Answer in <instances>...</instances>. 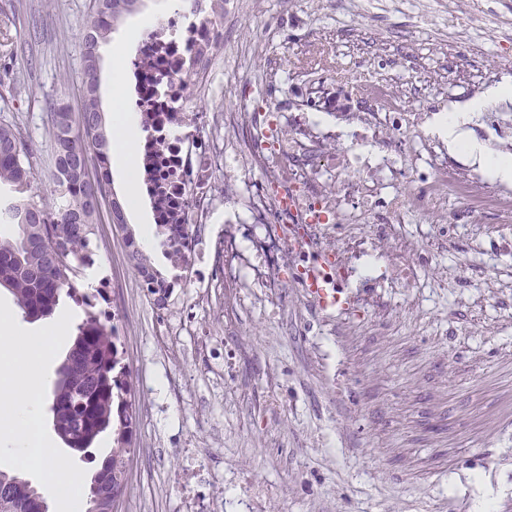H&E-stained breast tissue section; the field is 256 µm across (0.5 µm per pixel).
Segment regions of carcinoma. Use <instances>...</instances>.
<instances>
[{"label": "carcinoma", "mask_w": 512, "mask_h": 512, "mask_svg": "<svg viewBox=\"0 0 512 512\" xmlns=\"http://www.w3.org/2000/svg\"><path fill=\"white\" fill-rule=\"evenodd\" d=\"M140 0H91L93 23L83 35V97L78 113H51L54 153L51 179L57 200L58 222L46 219L47 209L31 201L33 166L27 141L13 125L0 124V185L10 194L0 197V226H14L17 235H0V286L11 291L29 320L46 319L60 298L70 297V275L91 250L100 200L107 193L108 175L89 180L91 161L102 162L110 141L100 125L98 96L99 49L114 23L135 11ZM73 346L81 348L80 368H59L51 406L53 424L74 450L90 447L112 423L117 400L127 401L128 389L115 385L127 378L112 341V324L90 311L76 326ZM129 452L112 448L92 476L87 494L88 512H115ZM43 497L28 481L0 470V512H27L34 498Z\"/></svg>", "instance_id": "carcinoma-1"}]
</instances>
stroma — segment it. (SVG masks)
<instances>
[{
    "label": "stroma",
    "instance_id": "stroma-1",
    "mask_svg": "<svg viewBox=\"0 0 512 512\" xmlns=\"http://www.w3.org/2000/svg\"><path fill=\"white\" fill-rule=\"evenodd\" d=\"M16 23L0 22V123L18 125L34 168L32 196L54 207L50 114L78 110L82 37L89 0H0ZM256 0L253 12L226 20L219 75L227 95L206 110L234 111L250 97L256 111L295 126L313 117L310 87L353 68L358 33L379 46L405 44L427 68L464 52L432 94L445 110L467 107L486 90L485 75L512 83V0H481L492 35L452 27L425 34L420 18L438 9L466 12L471 0H394L368 13L364 0ZM293 21L280 26L284 13ZM169 0H142L100 48L98 93L111 115L113 52L145 17L171 16ZM294 49L281 63L285 49ZM92 239L100 274L120 284L127 341L124 364L139 423L137 451L118 512H174L173 479L185 447L236 479L257 478L273 492L274 512H477L484 497L512 512V214L491 209L467 223L425 224L406 215L375 237L373 223L319 224L317 243L334 251L352 298L346 313L316 311L294 272L276 288L239 277L264 267L260 253L225 259L208 253L198 284L176 289L165 307L128 260L144 216L125 202L116 165ZM448 174L469 198L490 200L491 181L465 154L448 151ZM373 236L358 259L350 240Z\"/></svg>",
    "mask_w": 512,
    "mask_h": 512
}]
</instances>
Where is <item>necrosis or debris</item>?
<instances>
[{
    "label": "necrosis or debris",
    "mask_w": 512,
    "mask_h": 512,
    "mask_svg": "<svg viewBox=\"0 0 512 512\" xmlns=\"http://www.w3.org/2000/svg\"><path fill=\"white\" fill-rule=\"evenodd\" d=\"M248 10L249 0H194L191 17L159 23L140 38L130 59L132 101L144 130L137 177L177 271L168 288L197 280L206 258L204 229L226 206L231 223L252 226L251 244L261 252L272 286L288 265L289 225L351 223L349 198L367 209L381 208L388 224L410 213L427 224L446 223L436 203L465 188L443 167L436 130L442 112L429 100L432 82L421 64H414L407 92L386 81L357 88L355 103L368 107L366 130L348 143L340 131L315 121L290 130L258 126L244 103L224 114L202 108L222 66L224 19ZM413 100L422 103V111H410ZM241 129L251 134L252 150H236ZM268 141L276 147L271 156L262 148ZM422 164L428 167L425 176L409 182ZM258 167L264 179L251 180ZM182 457L178 512H215V500L198 497L195 484H223V474L206 467L194 449H184Z\"/></svg>",
    "instance_id": "4bbe7bcc"
}]
</instances>
